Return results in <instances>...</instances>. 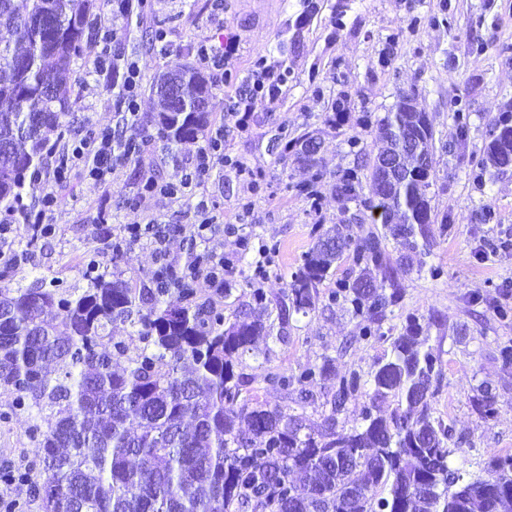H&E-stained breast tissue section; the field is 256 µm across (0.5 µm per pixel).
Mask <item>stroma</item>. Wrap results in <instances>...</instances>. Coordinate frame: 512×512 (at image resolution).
I'll return each instance as SVG.
<instances>
[{
  "mask_svg": "<svg viewBox=\"0 0 512 512\" xmlns=\"http://www.w3.org/2000/svg\"><path fill=\"white\" fill-rule=\"evenodd\" d=\"M147 2L146 11H134L128 27L117 31L114 43L139 72L138 135L147 141L140 163H121L106 183L73 177L52 218L55 235L34 242L18 235L20 272L0 286L27 287L36 278L56 276L84 288L81 260L97 248L108 279L150 288L157 267L153 248L143 240L112 252L120 226L158 217L172 226L170 247L182 254L196 224L213 216L210 245L230 265L232 293L221 301L224 317L231 321L249 313L254 289L271 300L282 296L313 242L314 225L368 219V212L344 203L332 185L344 170L362 164L363 150L379 136L380 119L400 95L409 94L433 126L428 261L439 276L400 274V300L389 308L378 336L364 340L357 320L332 298L353 268L350 255H343L320 285L314 309L292 314L287 343L268 340L267 353L244 355L239 369L251 378L260 401L281 405L297 394L266 385L269 369L293 375L328 358L334 377L368 376L413 313L430 320L428 344L443 361L434 406L451 430L454 467L475 473L491 452L512 453V364L500 358L501 349L512 346V315L499 314L503 308L512 312V249L502 246L512 235V167L487 170L481 185L472 177L496 127L512 115V0H223L219 9L214 0ZM160 31L172 43L165 53L155 43ZM200 38L217 46L230 38L239 44L226 75L212 80L211 123L223 125L225 154L251 169L259 189L251 191L233 168L218 164L205 186L180 202L137 200L144 169H152L160 182H179L186 158L200 147L183 143L172 160L153 142L149 117L155 101L147 85L155 73L195 61L192 44ZM93 56L86 51L66 76L71 109L65 121L84 135L122 124V111L94 71ZM263 56L285 71L286 83L276 100H254L250 126L242 131L234 115L237 89ZM339 100L344 108L338 112ZM458 109L467 116V128L454 117ZM307 132L322 140L314 167L282 152L287 141ZM353 138L359 141L355 150L349 145ZM311 184L321 194L316 207L304 192ZM486 208L493 210L492 220H482ZM228 224L241 227L248 253L225 235ZM271 245L278 248L274 262L265 278H255L254 261ZM486 393L497 401L490 419L479 410ZM12 402V394L0 388V469L38 467L41 452L11 418Z\"/></svg>",
  "mask_w": 512,
  "mask_h": 512,
  "instance_id": "1",
  "label": "stroma"
}]
</instances>
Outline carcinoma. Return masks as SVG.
<instances>
[{
	"mask_svg": "<svg viewBox=\"0 0 512 512\" xmlns=\"http://www.w3.org/2000/svg\"><path fill=\"white\" fill-rule=\"evenodd\" d=\"M95 2L28 0L21 13L14 0H0V26L12 36L0 44V146L10 150L0 159V206L12 216L30 210L23 193L31 175L70 132L63 76L97 28ZM148 82L158 101L150 122L163 144L206 136L214 93L203 68L190 63ZM432 137L427 113L401 96L381 119L369 172L374 196L360 195L357 168L334 184L345 201L376 211L383 231L316 225L287 291L273 304L255 289L250 319L225 324L216 299L231 295L227 280L207 298L194 279L174 272L153 290L133 288L105 279L96 250L83 257L88 288L79 295L58 278L48 288L0 289V388L14 395V412L42 453L41 480L26 470L13 478L31 483L43 512H512V454L491 453L486 479L451 468L457 449L448 447V425L434 407L442 360L426 346L417 317L407 319L369 380L356 372L337 379L318 424L303 409L316 404L313 388L330 360L291 377L266 374L269 386L296 387L293 407L254 398L238 370L258 337L288 343L292 313L313 309L319 286L349 249L357 273L334 298L359 319L363 338L377 334L396 304L400 271L439 275L427 261L431 200L417 179L433 171ZM311 140L303 135L283 152L313 166L305 150ZM387 158L399 168L392 176L379 165ZM486 162L511 165L512 141L493 138ZM388 235L405 246L396 266L384 262ZM117 322L137 328L140 346L112 336ZM367 384L371 406L360 426L338 427V415ZM389 401L396 408L381 414ZM46 411L54 423L44 430L37 417ZM297 475L309 478L306 487L294 485Z\"/></svg>",
	"mask_w": 512,
	"mask_h": 512,
	"instance_id": "cac0c4a2",
	"label": "carcinoma"
}]
</instances>
